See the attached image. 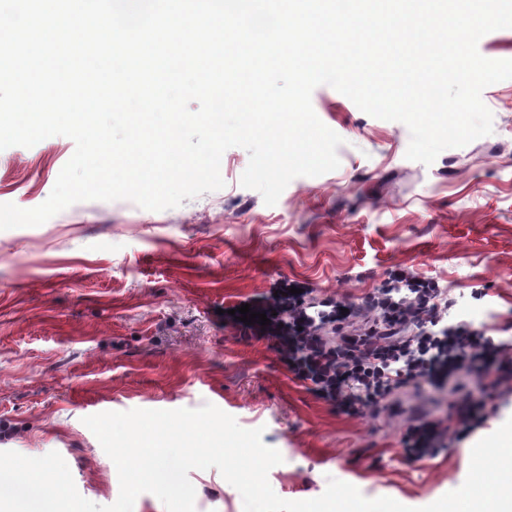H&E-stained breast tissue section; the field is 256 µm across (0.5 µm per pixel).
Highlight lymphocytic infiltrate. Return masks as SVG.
<instances>
[{
	"mask_svg": "<svg viewBox=\"0 0 512 512\" xmlns=\"http://www.w3.org/2000/svg\"><path fill=\"white\" fill-rule=\"evenodd\" d=\"M431 283L391 286L361 302L328 303L324 316L294 296L268 307L264 331L288 354L295 375L347 410L379 412L398 390L446 376L465 378L474 361L502 354L503 344L464 323L445 322Z\"/></svg>",
	"mask_w": 512,
	"mask_h": 512,
	"instance_id": "1",
	"label": "lymphocytic infiltrate"
}]
</instances>
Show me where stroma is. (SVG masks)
<instances>
[{
	"label": "stroma",
	"instance_id": "stroma-1",
	"mask_svg": "<svg viewBox=\"0 0 512 512\" xmlns=\"http://www.w3.org/2000/svg\"><path fill=\"white\" fill-rule=\"evenodd\" d=\"M482 100L492 134L427 166L406 159L403 123L321 85L312 105L343 139L340 166L295 178L275 205L241 186L249 154L232 147L224 188L179 207L87 201L0 230V451L59 452L81 496L107 506L118 474L85 417L209 402L243 428H263L283 457L268 474L282 499L318 497L331 477L409 507L459 488L475 438L411 460L401 437L413 418L452 432L472 412L483 418L476 438L494 432L512 417V378L484 403L495 362H475L470 400L428 384L379 414H352L298 379L264 334L243 336L231 311L292 287L308 303L355 302L404 275L446 289L449 321L504 344L512 361V79ZM74 150L65 136L0 150V203H43ZM189 479L196 512H243L217 469Z\"/></svg>",
	"mask_w": 512,
	"mask_h": 512
}]
</instances>
